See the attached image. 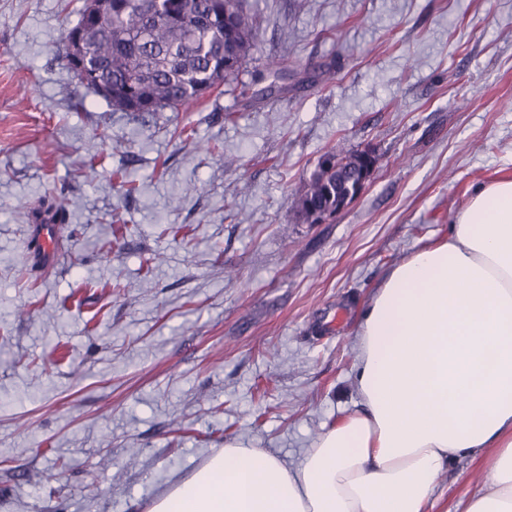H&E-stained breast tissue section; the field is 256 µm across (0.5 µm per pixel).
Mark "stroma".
<instances>
[{
    "mask_svg": "<svg viewBox=\"0 0 512 512\" xmlns=\"http://www.w3.org/2000/svg\"><path fill=\"white\" fill-rule=\"evenodd\" d=\"M248 3L237 76L142 114L68 69L85 0H0V512H142L228 441L298 465L358 405L386 273L512 176V0ZM338 145L376 170L302 223L288 200ZM57 209L65 251L19 268L32 215ZM490 479L456 458L433 512Z\"/></svg>",
    "mask_w": 512,
    "mask_h": 512,
    "instance_id": "stroma-1",
    "label": "stroma"
}]
</instances>
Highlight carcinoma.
<instances>
[{
	"instance_id": "1",
	"label": "carcinoma",
	"mask_w": 512,
	"mask_h": 512,
	"mask_svg": "<svg viewBox=\"0 0 512 512\" xmlns=\"http://www.w3.org/2000/svg\"><path fill=\"white\" fill-rule=\"evenodd\" d=\"M87 63L112 84L115 112L178 110L238 73L256 31L243 0H112L95 19L80 14ZM340 166L318 165L291 208L308 220L309 205L328 211L348 196L361 171L358 153L335 151Z\"/></svg>"
}]
</instances>
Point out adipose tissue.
<instances>
[{
  "label": "adipose tissue",
  "instance_id": "adipose-tissue-1",
  "mask_svg": "<svg viewBox=\"0 0 512 512\" xmlns=\"http://www.w3.org/2000/svg\"><path fill=\"white\" fill-rule=\"evenodd\" d=\"M356 349L362 407L299 465L228 442L145 512H429L440 472L476 453L491 480L460 512H512V178L388 272Z\"/></svg>",
  "mask_w": 512,
  "mask_h": 512
}]
</instances>
